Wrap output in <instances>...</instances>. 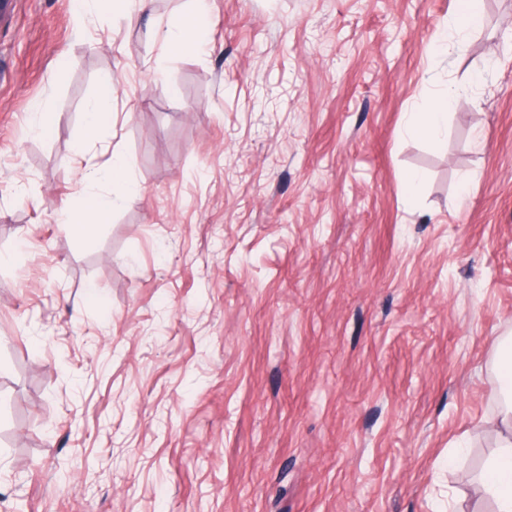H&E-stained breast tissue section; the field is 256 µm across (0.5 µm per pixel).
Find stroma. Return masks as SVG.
Returning a JSON list of instances; mask_svg holds the SVG:
<instances>
[{"mask_svg":"<svg viewBox=\"0 0 512 512\" xmlns=\"http://www.w3.org/2000/svg\"><path fill=\"white\" fill-rule=\"evenodd\" d=\"M459 10L207 0L201 56L10 0L0 512H493L470 477L512 333V0L444 39ZM450 88L445 145L408 137ZM116 154L140 192L77 238L76 171ZM88 126L94 130L100 123L112 119V93L103 92L88 107Z\"/></svg>","mask_w":512,"mask_h":512,"instance_id":"1","label":"stroma"}]
</instances>
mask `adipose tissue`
Instances as JSON below:
<instances>
[{"label":"adipose tissue","mask_w":512,"mask_h":512,"mask_svg":"<svg viewBox=\"0 0 512 512\" xmlns=\"http://www.w3.org/2000/svg\"><path fill=\"white\" fill-rule=\"evenodd\" d=\"M202 11L172 17L166 26L157 28L156 37L165 49L198 48L205 41ZM453 93L437 96L429 107L410 113L406 132L413 137H435L448 128V108ZM83 205L79 211L63 210L62 222L75 235L88 237L105 222L117 201L138 194L140 187L128 161L113 156L102 169L85 172L80 180ZM497 446L485 464L479 491L491 498L496 512H512V408L496 424Z\"/></svg>","instance_id":"obj_1"}]
</instances>
